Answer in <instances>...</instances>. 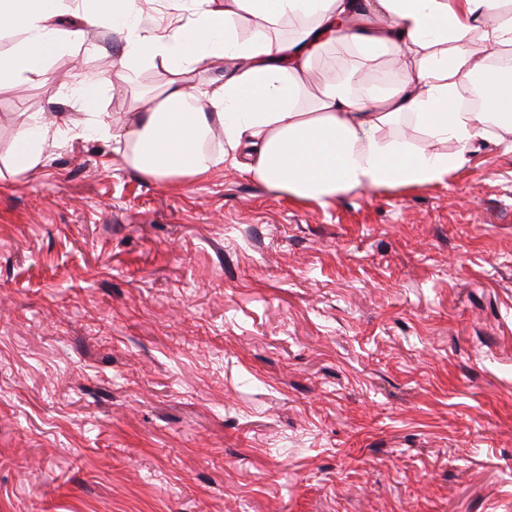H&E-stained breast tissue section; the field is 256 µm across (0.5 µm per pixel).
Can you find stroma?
Instances as JSON below:
<instances>
[{
    "instance_id": "35a3bbf8",
    "label": "stroma",
    "mask_w": 512,
    "mask_h": 512,
    "mask_svg": "<svg viewBox=\"0 0 512 512\" xmlns=\"http://www.w3.org/2000/svg\"><path fill=\"white\" fill-rule=\"evenodd\" d=\"M124 48L85 27L0 90V512H512V135L326 207L160 181L77 133L76 77L109 117L169 79ZM55 121L44 115L25 118L15 141L12 154V173L22 174L47 159L46 147L50 136L59 134V128H53Z\"/></svg>"
}]
</instances>
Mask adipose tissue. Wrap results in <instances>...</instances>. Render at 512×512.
<instances>
[{"label": "adipose tissue", "mask_w": 512, "mask_h": 512, "mask_svg": "<svg viewBox=\"0 0 512 512\" xmlns=\"http://www.w3.org/2000/svg\"><path fill=\"white\" fill-rule=\"evenodd\" d=\"M66 12L67 0H0V31L26 35L0 54V85L42 75L78 42V32L59 25ZM101 19L126 33L119 66L127 84L157 62L171 78L145 111L113 122L93 110L102 77L79 78L91 112L83 133L122 145L131 165L159 180L194 179L229 162L269 189L327 206L352 190L443 181L489 122L512 133V71L494 75L487 65L512 50L503 0H194L164 27L149 24L137 0H91L85 23ZM330 47L354 52L347 78L325 57ZM384 56L398 66L399 81L386 90L365 86ZM219 63L227 66L223 81H206L204 72ZM479 77L486 84L477 112L458 98ZM407 118L428 145L385 137ZM56 133L45 116L25 118L13 174L45 161ZM209 137L224 143L211 157L199 150ZM448 141L456 153L439 151Z\"/></svg>", "instance_id": "ef3b65f1"}]
</instances>
